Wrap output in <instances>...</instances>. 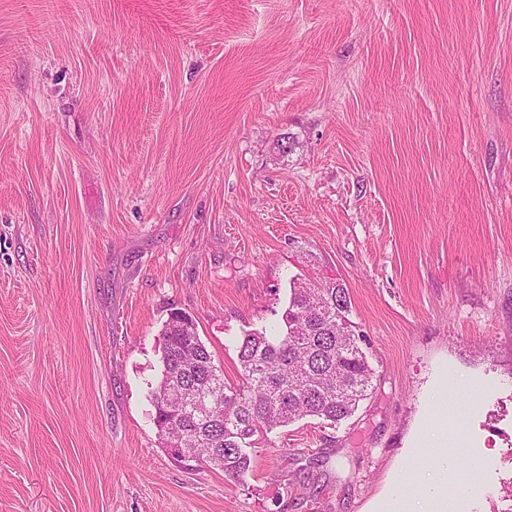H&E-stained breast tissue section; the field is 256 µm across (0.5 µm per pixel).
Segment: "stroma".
<instances>
[{
    "label": "stroma",
    "mask_w": 512,
    "mask_h": 512,
    "mask_svg": "<svg viewBox=\"0 0 512 512\" xmlns=\"http://www.w3.org/2000/svg\"><path fill=\"white\" fill-rule=\"evenodd\" d=\"M317 274L368 398L241 482L173 461L170 312L236 383ZM438 415L512 512V0H0V512H389Z\"/></svg>",
    "instance_id": "obj_1"
}]
</instances>
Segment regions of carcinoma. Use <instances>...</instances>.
Here are the masks:
<instances>
[{"mask_svg": "<svg viewBox=\"0 0 512 512\" xmlns=\"http://www.w3.org/2000/svg\"><path fill=\"white\" fill-rule=\"evenodd\" d=\"M324 288L292 280L286 331L249 332L237 341L241 383L224 381L189 315L170 314L161 330L162 370L150 385L157 431L188 448L194 459L243 481L252 468L247 448L269 432L307 416L337 427L370 395L375 370L349 319L346 286L334 278Z\"/></svg>", "mask_w": 512, "mask_h": 512, "instance_id": "obj_1", "label": "carcinoma"}]
</instances>
